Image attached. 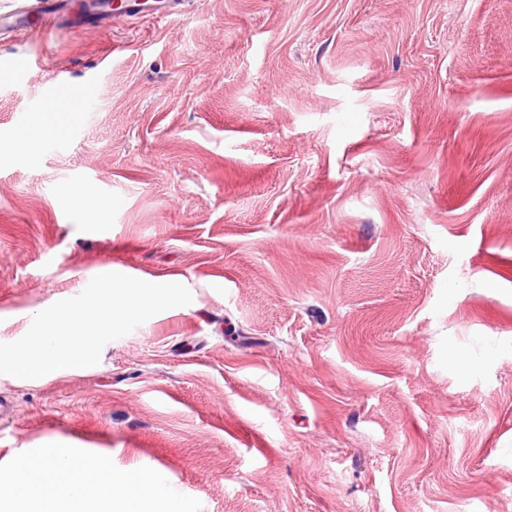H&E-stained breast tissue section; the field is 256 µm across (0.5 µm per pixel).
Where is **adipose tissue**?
<instances>
[{"instance_id":"1","label":"adipose tissue","mask_w":512,"mask_h":512,"mask_svg":"<svg viewBox=\"0 0 512 512\" xmlns=\"http://www.w3.org/2000/svg\"><path fill=\"white\" fill-rule=\"evenodd\" d=\"M0 512H179V506L151 474L92 470L49 450L0 472Z\"/></svg>"}]
</instances>
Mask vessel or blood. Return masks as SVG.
Wrapping results in <instances>:
<instances>
[{
    "mask_svg": "<svg viewBox=\"0 0 512 512\" xmlns=\"http://www.w3.org/2000/svg\"><path fill=\"white\" fill-rule=\"evenodd\" d=\"M143 11L141 0H94L91 8L76 12L72 0H30L29 4L0 14V27L17 30H40L44 25L72 24L75 27L101 28L124 17H137ZM90 90H72L64 78H57L47 96V103L69 111H81L90 98Z\"/></svg>",
    "mask_w": 512,
    "mask_h": 512,
    "instance_id": "vessel-or-blood-1",
    "label": "vessel or blood"
}]
</instances>
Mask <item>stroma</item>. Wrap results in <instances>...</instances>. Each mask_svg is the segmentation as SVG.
Listing matches in <instances>:
<instances>
[{
  "instance_id": "1",
  "label": "stroma",
  "mask_w": 512,
  "mask_h": 512,
  "mask_svg": "<svg viewBox=\"0 0 512 512\" xmlns=\"http://www.w3.org/2000/svg\"><path fill=\"white\" fill-rule=\"evenodd\" d=\"M61 71L85 111L40 108ZM111 270L193 300L0 374V470L53 448L180 512H512V0L0 30V342ZM74 203L78 212L84 218V224L97 225L98 205L92 193L85 189H78L74 192Z\"/></svg>"
}]
</instances>
